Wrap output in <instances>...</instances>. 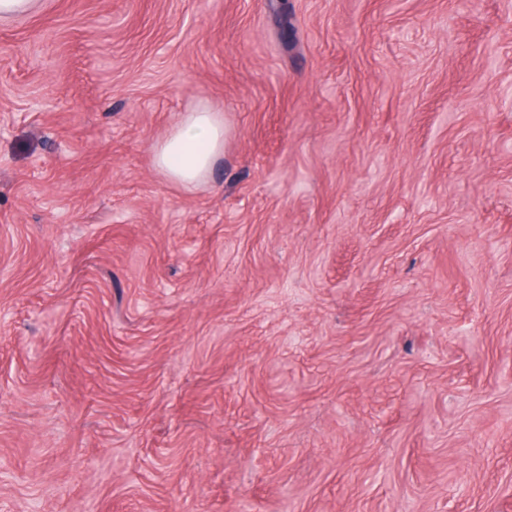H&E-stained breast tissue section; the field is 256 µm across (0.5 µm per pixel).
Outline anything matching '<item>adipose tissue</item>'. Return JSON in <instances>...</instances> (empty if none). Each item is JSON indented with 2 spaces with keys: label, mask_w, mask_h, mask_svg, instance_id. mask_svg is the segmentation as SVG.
<instances>
[{
  "label": "adipose tissue",
  "mask_w": 512,
  "mask_h": 512,
  "mask_svg": "<svg viewBox=\"0 0 512 512\" xmlns=\"http://www.w3.org/2000/svg\"><path fill=\"white\" fill-rule=\"evenodd\" d=\"M224 153V119L202 107L187 113L159 143L155 162L166 176L192 185L208 176Z\"/></svg>",
  "instance_id": "1"
}]
</instances>
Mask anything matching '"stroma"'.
I'll return each instance as SVG.
<instances>
[{
  "instance_id": "35a3bbf8",
  "label": "stroma",
  "mask_w": 512,
  "mask_h": 512,
  "mask_svg": "<svg viewBox=\"0 0 512 512\" xmlns=\"http://www.w3.org/2000/svg\"><path fill=\"white\" fill-rule=\"evenodd\" d=\"M287 492L512 512V0L0 18V512ZM224 155V119L203 106L188 112L159 143L155 162L166 176L190 186L208 176Z\"/></svg>"
}]
</instances>
